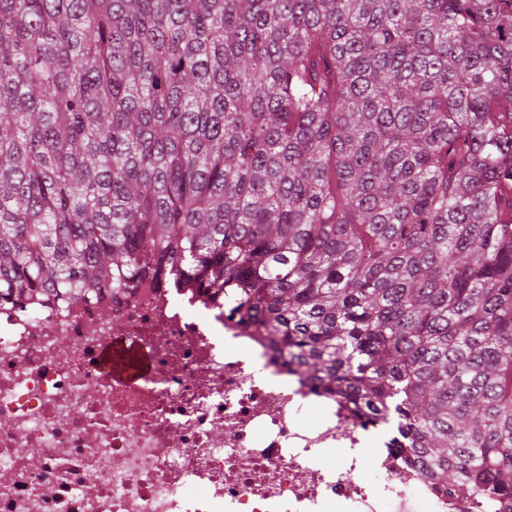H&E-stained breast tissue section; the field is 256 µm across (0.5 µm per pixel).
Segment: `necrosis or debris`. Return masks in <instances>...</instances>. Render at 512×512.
I'll use <instances>...</instances> for the list:
<instances>
[{
  "instance_id": "necrosis-or-debris-1",
  "label": "necrosis or debris",
  "mask_w": 512,
  "mask_h": 512,
  "mask_svg": "<svg viewBox=\"0 0 512 512\" xmlns=\"http://www.w3.org/2000/svg\"><path fill=\"white\" fill-rule=\"evenodd\" d=\"M116 341L147 358L136 381L101 364ZM370 430L185 277L0 303V512H481L383 434L375 491Z\"/></svg>"
}]
</instances>
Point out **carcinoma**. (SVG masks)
Instances as JSON below:
<instances>
[{
  "label": "carcinoma",
  "mask_w": 512,
  "mask_h": 512,
  "mask_svg": "<svg viewBox=\"0 0 512 512\" xmlns=\"http://www.w3.org/2000/svg\"><path fill=\"white\" fill-rule=\"evenodd\" d=\"M172 267L511 494L512 0H0V298Z\"/></svg>",
  "instance_id": "cac0c4a2"
}]
</instances>
